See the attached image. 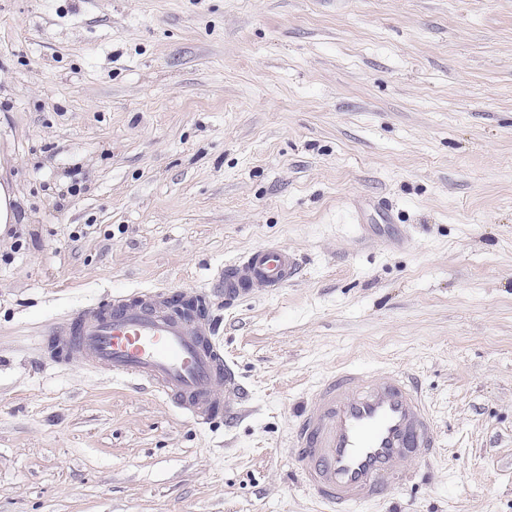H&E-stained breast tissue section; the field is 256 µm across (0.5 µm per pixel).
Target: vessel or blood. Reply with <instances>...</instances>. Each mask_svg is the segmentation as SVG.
Wrapping results in <instances>:
<instances>
[{
  "instance_id": "b4317fda",
  "label": "vessel or blood",
  "mask_w": 512,
  "mask_h": 512,
  "mask_svg": "<svg viewBox=\"0 0 512 512\" xmlns=\"http://www.w3.org/2000/svg\"><path fill=\"white\" fill-rule=\"evenodd\" d=\"M298 268L287 248L252 249L225 266L224 296H244L257 284L283 287ZM57 346L105 367L113 378L149 382L201 425L223 408L225 394L241 390L214 323L186 317L156 290L115 294L78 310L58 331ZM439 446L414 377L401 369L378 376L358 367L320 380L292 443L304 489L327 512H360L404 479L407 461L429 459Z\"/></svg>"
}]
</instances>
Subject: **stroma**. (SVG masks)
Listing matches in <instances>:
<instances>
[{"label":"stroma","instance_id":"35a3bbf8","mask_svg":"<svg viewBox=\"0 0 512 512\" xmlns=\"http://www.w3.org/2000/svg\"><path fill=\"white\" fill-rule=\"evenodd\" d=\"M0 512H318L324 374H414L441 448L361 512H512V0H0ZM264 245L297 275L233 305ZM207 290L245 398L200 425L54 351ZM298 268L296 255L285 247L270 245L252 249L224 267L221 273L224 299L244 296L256 284L281 288L294 278Z\"/></svg>","mask_w":512,"mask_h":512}]
</instances>
